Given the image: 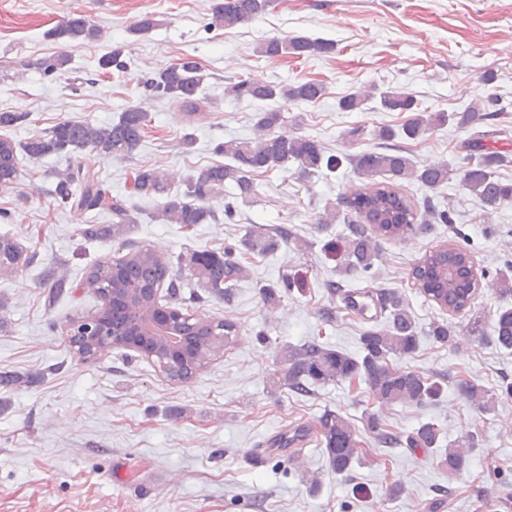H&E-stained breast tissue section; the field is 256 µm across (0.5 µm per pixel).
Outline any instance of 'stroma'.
Here are the masks:
<instances>
[{
  "label": "stroma",
  "instance_id": "stroma-1",
  "mask_svg": "<svg viewBox=\"0 0 512 512\" xmlns=\"http://www.w3.org/2000/svg\"><path fill=\"white\" fill-rule=\"evenodd\" d=\"M216 0H0V110L26 114L10 128L26 140L64 119L106 125L130 106L148 112L143 141L129 159L100 155L95 169L113 196L125 199L137 222L126 241L176 260L191 249L221 250L239 244L256 224L292 229L296 239L261 255L239 254L250 276L230 299L189 287L196 315L229 319L241 327L238 345L226 348L186 383L163 378L149 361L113 349L97 360H79L66 339L71 319L94 314L100 300L81 283L98 261L122 256L121 243L85 239L83 228L110 223L105 211L57 209L52 192L64 156L24 161L15 187L0 191V235L34 252V260L10 277H0V373L18 376L0 385V512H481L484 499L499 501L497 512H512V398L493 414L472 409L455 382L474 380L497 393L512 384V352L491 338L494 318L504 305L500 277L512 268V204L484 207L458 177L431 190L415 181L402 184L415 202L431 200L451 208V224H423L403 240H381L379 256L367 272L346 277L330 252L348 234L343 222L321 226L325 211L340 207L359 184L350 168L303 176L295 167L256 175L253 202L238 205L232 220L188 228L161 216L162 199L135 195L132 176L142 166L173 171L183 180L220 162L216 143L254 135L259 105L225 96L227 82L248 77L290 83L315 79L326 86L317 103L284 105L286 132L322 143L328 153L374 149V131L401 128L406 112L369 108L343 112L337 100L359 89L375 95L392 88L414 96L432 110H461L476 100L498 98L497 137L489 150L508 156L496 170L512 182V0H276L255 20L232 28L211 27ZM86 14L103 30L100 41L61 44L47 36L70 12ZM152 14L156 27L132 31ZM295 35L333 40L332 53L304 58H265L257 46L270 38ZM123 47L125 71L100 76L97 61ZM66 52L67 70L47 76L37 60ZM191 55L206 75L204 95L215 104L188 125L171 101L149 100L145 73ZM496 80L485 85V71ZM357 137H350V130ZM192 133L191 147L183 136ZM470 134L452 124L406 142L419 163L462 165ZM471 251L482 271L474 310L486 336H457L441 345L428 338L433 322L447 312L425 299L412 284L411 268L425 251L448 239ZM67 273L68 294L50 299L46 269ZM298 282L276 308H267L260 286L283 274ZM343 291L395 292L408 305L424 338L415 354L397 364L437 378L443 393L425 406L376 408L364 384L330 382L295 393L273 384L281 351L308 340L352 354L360 351L365 329L381 327L383 315L347 309ZM335 411L355 426L365 412H378L386 430L407 436L420 423L440 429L443 444L468 432L480 446L469 468L449 478L437 464L435 448L388 447L364 433V448L352 470L331 471L322 446L304 453L280 446L297 430L314 429L319 417ZM403 492L390 497L386 488Z\"/></svg>",
  "mask_w": 512,
  "mask_h": 512
}]
</instances>
